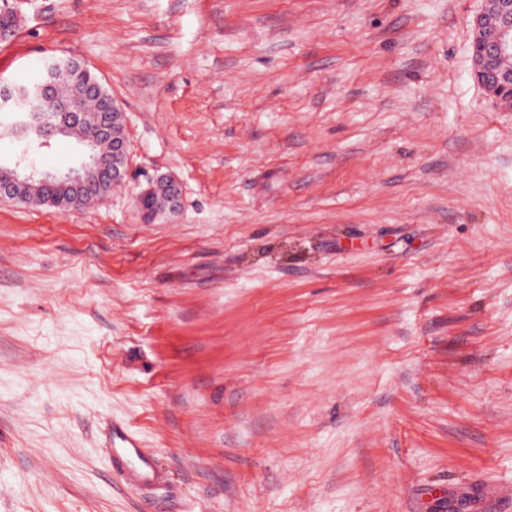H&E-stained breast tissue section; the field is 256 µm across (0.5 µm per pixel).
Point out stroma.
<instances>
[{
  "label": "stroma",
  "instance_id": "35a3bbf8",
  "mask_svg": "<svg viewBox=\"0 0 512 512\" xmlns=\"http://www.w3.org/2000/svg\"><path fill=\"white\" fill-rule=\"evenodd\" d=\"M1 7L0 79L86 65L129 160L77 211L0 198V512H512V109L471 76L481 0ZM159 175L181 207L148 223ZM163 184L166 188V201L165 206L156 208L152 205L151 199L153 193L157 190L158 186ZM181 203V187L179 182L172 176L161 175L156 178L151 186L141 192L137 197V205L141 210L146 222L151 223L159 216L166 213H174ZM112 443V460L114 464L125 469L132 482L148 484L153 481L155 471L149 457L140 448L137 437L121 428L114 430ZM139 462L138 466L133 465L132 460Z\"/></svg>",
  "mask_w": 512,
  "mask_h": 512
}]
</instances>
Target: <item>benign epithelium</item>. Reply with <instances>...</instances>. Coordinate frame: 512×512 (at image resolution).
<instances>
[{
	"mask_svg": "<svg viewBox=\"0 0 512 512\" xmlns=\"http://www.w3.org/2000/svg\"><path fill=\"white\" fill-rule=\"evenodd\" d=\"M476 54L472 55V71L482 84V90L495 104L512 100V71L500 68L499 61L512 58V0H483L481 10L471 21ZM95 96L100 112L94 119L91 143L106 138L112 139V158L107 165L91 156L90 161L79 165L63 176H39L33 172L25 174L12 167H0V198L24 201L44 187H51L50 202L61 209L78 210L88 196L103 198L112 189L123 183L127 173L129 145L126 137H115L112 129L126 124V113L115 99L106 94L102 84H95ZM66 129V125L52 121L43 115L36 117L32 125L34 132L45 145ZM166 188L165 206L151 205L153 193L159 185ZM181 203V187L172 176L161 175L151 186L137 197V205L146 222L159 216L175 212Z\"/></svg>",
	"mask_w": 512,
	"mask_h": 512,
	"instance_id": "obj_1",
	"label": "benign epithelium"
}]
</instances>
